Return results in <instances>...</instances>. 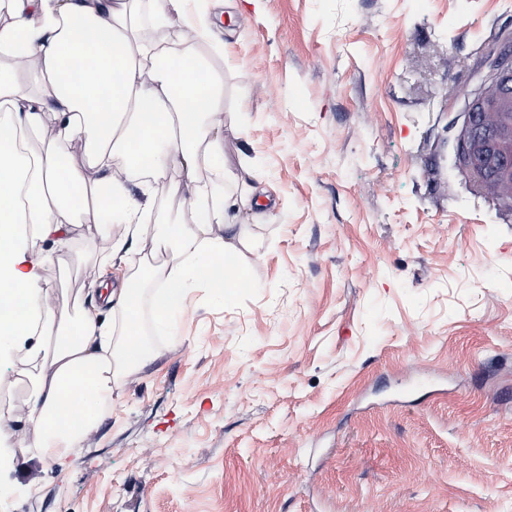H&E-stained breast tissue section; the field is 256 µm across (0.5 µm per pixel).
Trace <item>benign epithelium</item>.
I'll return each instance as SVG.
<instances>
[{
	"label": "benign epithelium",
	"instance_id": "7a95c632",
	"mask_svg": "<svg viewBox=\"0 0 512 512\" xmlns=\"http://www.w3.org/2000/svg\"><path fill=\"white\" fill-rule=\"evenodd\" d=\"M481 81L454 141L460 171L512 196V32L498 34L480 64Z\"/></svg>",
	"mask_w": 512,
	"mask_h": 512
}]
</instances>
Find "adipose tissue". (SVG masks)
Wrapping results in <instances>:
<instances>
[{
    "label": "adipose tissue",
    "mask_w": 512,
    "mask_h": 512,
    "mask_svg": "<svg viewBox=\"0 0 512 512\" xmlns=\"http://www.w3.org/2000/svg\"><path fill=\"white\" fill-rule=\"evenodd\" d=\"M0 4L12 17L0 27V345L24 337V357L38 364L27 401L30 445L60 456L87 440L115 388L150 359L139 330L142 296L127 284L108 294L123 316L118 337L91 310L57 312L15 227L32 225L35 236L65 247L75 234L102 233L108 213L132 235L149 236L153 250L176 259L152 297L155 322L168 329L193 281L224 286L242 274L225 239L235 228L232 204L211 201L207 189L231 179L221 139L207 126L224 110V79L192 49L141 40L135 0ZM47 111L56 130L46 148L22 154L18 137L39 130ZM79 134L83 169L70 152ZM172 166L201 212L197 229L146 223V200Z\"/></svg>",
    "instance_id": "1"
}]
</instances>
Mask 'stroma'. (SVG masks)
Instances as JSON below:
<instances>
[{"label": "stroma", "mask_w": 512, "mask_h": 512, "mask_svg": "<svg viewBox=\"0 0 512 512\" xmlns=\"http://www.w3.org/2000/svg\"><path fill=\"white\" fill-rule=\"evenodd\" d=\"M224 44L227 192L246 279L196 281L158 333V280L113 224L31 239L42 285L104 323L143 291L149 361L82 447H23L21 351L0 352L7 512H512V200L459 171L445 127L502 0H193ZM195 226L176 169L150 202Z\"/></svg>", "instance_id": "stroma-1"}]
</instances>
